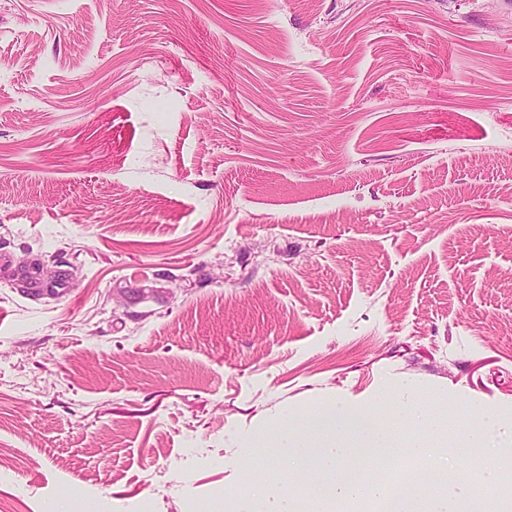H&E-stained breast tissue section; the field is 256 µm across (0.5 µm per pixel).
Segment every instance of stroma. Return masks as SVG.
Returning a JSON list of instances; mask_svg holds the SVG:
<instances>
[{
    "instance_id": "1",
    "label": "stroma",
    "mask_w": 512,
    "mask_h": 512,
    "mask_svg": "<svg viewBox=\"0 0 512 512\" xmlns=\"http://www.w3.org/2000/svg\"><path fill=\"white\" fill-rule=\"evenodd\" d=\"M0 35V512H234L245 441L339 402L512 415L507 0H0Z\"/></svg>"
}]
</instances>
